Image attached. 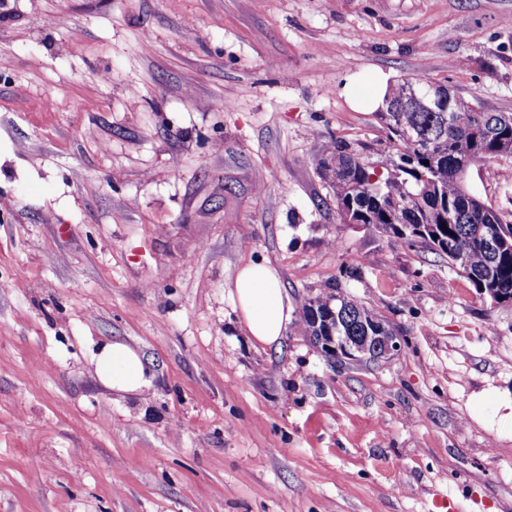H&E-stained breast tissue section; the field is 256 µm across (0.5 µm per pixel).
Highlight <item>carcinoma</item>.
Here are the masks:
<instances>
[{
  "instance_id": "obj_1",
  "label": "carcinoma",
  "mask_w": 512,
  "mask_h": 512,
  "mask_svg": "<svg viewBox=\"0 0 512 512\" xmlns=\"http://www.w3.org/2000/svg\"><path fill=\"white\" fill-rule=\"evenodd\" d=\"M427 77L403 80L386 95L385 111L378 119L390 132V152L406 161L423 140L432 154L402 174L376 175L374 169L351 153L342 142L323 156L319 167L329 178L336 208L347 207L362 215L361 223L374 231L401 227L426 231L421 240L448 255L473 284H483L512 296V245L492 252L486 241L512 238V224L502 222L492 207L472 194L462 177L471 162L512 154V113L489 112L475 100L452 95L449 112H428L410 103V89H426ZM427 171L429 180L420 181ZM376 182H371L373 176ZM336 310L341 335L364 336L384 324L373 310L339 292H324L304 301L299 327L314 342L323 335L316 319Z\"/></svg>"
}]
</instances>
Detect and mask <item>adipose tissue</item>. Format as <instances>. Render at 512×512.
I'll list each match as a JSON object with an SVG mask.
<instances>
[{
	"instance_id": "adipose-tissue-1",
	"label": "adipose tissue",
	"mask_w": 512,
	"mask_h": 512,
	"mask_svg": "<svg viewBox=\"0 0 512 512\" xmlns=\"http://www.w3.org/2000/svg\"><path fill=\"white\" fill-rule=\"evenodd\" d=\"M229 294L252 338L267 346L279 345L292 320L293 308L276 270L260 264L242 266ZM94 360L98 379L113 390L135 393L151 383L147 361L125 343L100 345Z\"/></svg>"
}]
</instances>
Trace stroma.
Returning a JSON list of instances; mask_svg holds the SVG:
<instances>
[{
  "label": "stroma",
  "instance_id": "35a3bbf8",
  "mask_svg": "<svg viewBox=\"0 0 512 512\" xmlns=\"http://www.w3.org/2000/svg\"><path fill=\"white\" fill-rule=\"evenodd\" d=\"M377 72L512 113V0H0V512H512V302L318 170L381 168ZM467 186L512 224V155ZM251 262L400 351L254 341ZM112 341L143 392L99 382ZM331 290L306 299L302 304L299 327L305 336H310L315 344L319 342V336L321 342H324V336L326 343L323 344L324 350L322 351L331 353L338 359L367 358L375 361L399 351L398 336L383 327L389 329L380 315L342 295L338 289ZM329 303H331V308L336 310L340 323L341 333L337 336L333 330L330 336H325L322 330L324 319L330 315ZM317 316L320 318L318 328L315 326ZM375 326H380L375 328L376 335L365 336L366 328L373 332ZM346 336H364V339L362 341L357 338L350 340ZM93 358L98 379L112 390L135 393L151 384L147 361L125 343H104Z\"/></svg>",
  "mask_w": 512,
  "mask_h": 512
}]
</instances>
